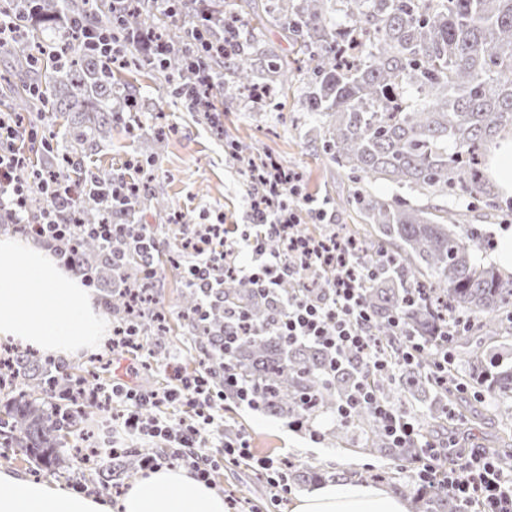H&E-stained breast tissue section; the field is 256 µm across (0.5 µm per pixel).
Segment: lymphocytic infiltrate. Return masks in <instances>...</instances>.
Segmentation results:
<instances>
[{"label":"lymphocytic infiltrate","mask_w":512,"mask_h":512,"mask_svg":"<svg viewBox=\"0 0 512 512\" xmlns=\"http://www.w3.org/2000/svg\"><path fill=\"white\" fill-rule=\"evenodd\" d=\"M35 141L37 126L24 125L11 113H0V215L11 223L29 221L32 190H39L49 202L37 226L40 235L55 242L54 253L65 266L74 258L68 247L70 224L65 216L74 205L70 186L56 174L33 168L16 147L20 136ZM251 222L239 234H230L221 224H202L181 246L188 253L184 269L188 287L195 293V315L206 320L217 305H223V278L232 274L248 284L254 294L270 301L276 310L272 322L278 335L291 343H312L329 350L331 365L348 359L371 376L385 373L388 359L373 341L372 318L362 301L361 283L374 279L378 271L367 266L357 251L338 235H304L298 230L299 216L294 207L302 200L301 177L277 160L261 165L247 164ZM276 240L278 249L267 247ZM311 276L327 280L323 294L313 296L303 289ZM298 282L292 294L282 295L283 280ZM251 325L246 309L225 307L223 360L218 368L190 374L177 362L167 369L174 382L164 391L133 388L120 379L100 380L98 375L84 379V390L96 399L116 406L118 412L107 423L103 443L113 454H136L142 467L157 464L149 454L154 441L172 443L171 460L189 466L198 478L209 479L217 462L200 454L204 435L223 413L224 402L234 398L238 404L259 409L255 387L242 381L229 357L240 336ZM164 404L189 408V417L171 424L154 416ZM362 408L370 409L387 440L396 448L418 450L414 472L419 483L445 486L457 502L459 512H512V463L482 448H469L460 461L440 468L443 449L419 431L415 416L380 399L369 380L359 382L336 407V419L349 421Z\"/></svg>","instance_id":"f902f5d3"}]
</instances>
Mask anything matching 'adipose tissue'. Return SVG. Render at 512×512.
<instances>
[{
  "label": "adipose tissue",
  "mask_w": 512,
  "mask_h": 512,
  "mask_svg": "<svg viewBox=\"0 0 512 512\" xmlns=\"http://www.w3.org/2000/svg\"><path fill=\"white\" fill-rule=\"evenodd\" d=\"M0 340L70 360L97 351L111 331L91 289L69 277L45 249L0 239ZM0 512H227L223 493L187 467H159L131 482L118 501L0 471ZM290 512H409L393 490L328 482L294 500Z\"/></svg>",
  "instance_id": "obj_1"
}]
</instances>
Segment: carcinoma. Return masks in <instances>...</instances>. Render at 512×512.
I'll return each instance as SVG.
<instances>
[{
  "mask_svg": "<svg viewBox=\"0 0 512 512\" xmlns=\"http://www.w3.org/2000/svg\"><path fill=\"white\" fill-rule=\"evenodd\" d=\"M353 24L339 28L331 16L332 0H279L273 21L293 43L297 55L313 64L307 110L322 122V148L339 168L356 175L365 186L340 200L354 209L362 223L344 228L355 241L363 262L379 270V277L363 286L364 304L372 314L374 339L393 363L387 375L374 378L377 392L391 401L398 394L428 391L432 404L425 428L458 429L475 419L471 405L461 401L466 385L479 389L512 416V361L503 362L467 350L469 339L493 340L512 336V272L500 270L480 256L481 230L461 223L462 212L414 205L404 199L388 201L366 185L392 183L423 196L464 199L467 208L481 204L496 209L504 201L483 175L484 148L502 132L512 131V0H347ZM0 8L25 19L21 34L7 45L19 67L39 66L40 95L24 85L10 86L15 108L25 111L47 102L67 116L71 140L66 153L93 152L112 139V113L126 112L124 100H136V87L103 69L85 48L78 22L114 29L116 44L132 64L158 70L180 83H196L192 64L201 62L217 77L225 67L222 54L202 56L195 35L224 42V26H237L226 0H182L190 15L183 24L164 20L166 13L140 0H0ZM122 16L113 27V13ZM155 33L166 46L159 62L129 44L135 34ZM223 91H250L252 67L239 60L229 67ZM78 199L74 235L76 264L92 269L99 280L121 278L131 286L140 280L138 253L128 243L124 265L112 268V246L84 232L86 224H109L112 212L99 200L83 194L85 181L70 180ZM421 297L410 303L408 295ZM224 299L245 303L256 328L236 344L232 365L255 386L264 410L285 421H313L331 412L352 387L363 380L353 361L327 374L330 354L312 344H289L271 325V306L252 297V290L233 277L224 278ZM432 347L414 363L399 362V337L393 321ZM222 330L221 312L210 320L192 322L194 339L210 347L217 362ZM448 337V370L434 377L435 345ZM472 358L467 379L455 374L463 354ZM11 379L0 392L10 395L0 434L7 448L46 465H61L56 452L61 433L78 422L68 418L81 399L74 381L55 382L52 367L30 354L11 356ZM353 427L365 434L358 452L396 457L411 462L414 450L391 448L372 414L358 411L346 425L324 434L329 443L343 440ZM83 463L97 469L102 483H112V468L75 449ZM420 503L421 512H457V504L438 484L419 488L399 484Z\"/></svg>",
  "mask_w": 512,
  "mask_h": 512,
  "instance_id": "carcinoma-1",
  "label": "carcinoma"
}]
</instances>
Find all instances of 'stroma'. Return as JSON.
I'll return each instance as SVG.
<instances>
[{"mask_svg":"<svg viewBox=\"0 0 512 512\" xmlns=\"http://www.w3.org/2000/svg\"><path fill=\"white\" fill-rule=\"evenodd\" d=\"M239 39L255 70L261 73L267 72L274 60L296 56L294 44L271 23H243ZM123 77L137 87L138 119L114 122L111 142L84 156L82 163L94 173L100 171L113 177L138 175L152 192L168 201L173 214L169 220L159 217L149 208L145 195L136 199L135 221L153 227L159 255L164 259L152 290L153 306L166 316L172 331L150 366L152 387L163 389L170 384L165 370L168 359L179 361L190 373L200 371L207 361L206 347L194 341L181 315V269L166 261L176 238L197 224L221 221L243 226L250 220L246 205L248 183L241 164L229 154L231 145L249 146L254 159L271 155L300 172L306 195L313 207L326 210L330 224L357 223L354 211L336 207L338 197L353 192L356 185L322 151L321 138L312 129L314 121L306 107L308 80L292 81L274 94V102L268 106L254 104L244 93L224 98L219 104L221 126L216 129L186 110L181 99L172 94L169 81L158 73L127 71ZM131 362L130 355L103 348L66 362L65 367L77 374L105 369L137 385L141 376L128 373ZM237 432L248 442L250 461L220 463L210 478L211 485L235 504L236 512H290L292 502L309 490L307 484L292 480L288 493L279 502H272L274 490L256 466L262 459L286 461L299 469L320 465L325 471L349 476L382 470L400 477L406 474L404 461L360 454L362 435L357 430H349L345 447L337 448L313 442L305 430L231 400L224 405L222 424L216 425L207 437L205 453L218 454L222 436ZM10 468L77 491L97 496L103 493L92 471L75 459L50 468L17 459L11 461Z\"/></svg>","mask_w":512,"mask_h":512,"instance_id":"obj_1","label":"stroma"}]
</instances>
